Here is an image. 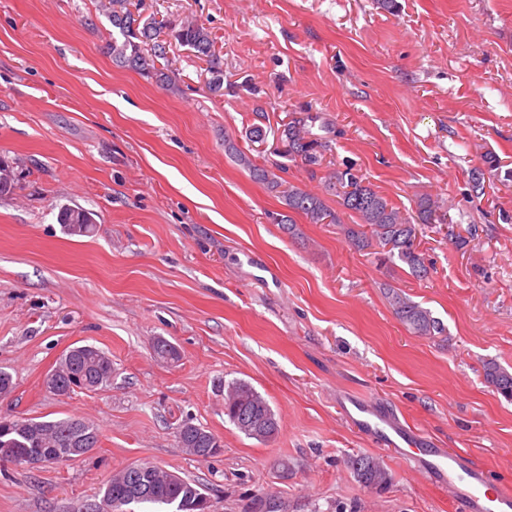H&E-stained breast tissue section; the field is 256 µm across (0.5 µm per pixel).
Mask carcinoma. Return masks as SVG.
Listing matches in <instances>:
<instances>
[{"label":"carcinoma","instance_id":"carcinoma-1","mask_svg":"<svg viewBox=\"0 0 512 512\" xmlns=\"http://www.w3.org/2000/svg\"><path fill=\"white\" fill-rule=\"evenodd\" d=\"M99 2L102 15L119 32V37L112 39L107 46L115 65L133 69L160 82H174L175 75L171 70L156 67L158 60L166 58L167 37L170 36L206 62L210 75L209 91L215 96L224 95L223 63L216 53L211 32L203 24L196 20H185L176 28L134 13L127 7L129 0ZM313 121L314 117L309 114L295 112L288 122L280 125L279 139L284 145L282 157L290 160L299 158L311 168L322 165L327 144L310 137L308 124ZM224 150L249 170L255 180L269 191L279 194L289 210L303 214L312 224L340 223L337 213L331 211L320 196L286 185V181L274 171L257 164L255 157L231 142L224 144ZM14 183V168L1 163L0 196L10 193ZM323 186L325 192L339 198V204L359 219V223L345 228V235L352 245L360 250L376 246L379 248L376 255L380 262L393 264L399 261L408 267L413 276L419 279L428 277L429 269L417 242V225L404 217L386 197L348 168L327 173ZM437 209L438 206L431 199H420L419 223L442 221ZM59 223L71 236H86L92 232L94 220L92 213L82 208L66 207L59 214ZM387 298L398 319L410 332L429 337L445 332L438 318L401 292L390 289ZM153 351L163 360L176 361L180 358L177 348L164 338L154 341ZM56 369L60 385L55 390L49 389L56 396H69L79 390L92 392L112 384V357L93 345H72L63 352ZM484 378L498 394L512 400L511 371L497 364H489L485 367ZM224 416L250 438L265 442L278 434L279 424L268 401L245 381H234L228 385ZM75 420L94 438H99L98 429L79 417L56 419L48 425L43 420L18 417L11 420V426L0 427V448H20L37 456L47 455L55 463L68 462L73 456L69 425ZM176 437L189 454L200 460L204 459L206 449L214 447L215 441L219 440L211 431L190 422L177 427ZM348 463L365 488L377 493H384L390 488L392 474L378 457L363 454L350 458ZM130 472L131 468L128 467L107 482L103 493L104 512H134L128 503ZM153 482V496L135 500L133 504L167 506L173 512H200L199 487L196 484L184 478L173 483L170 473L157 466L154 467Z\"/></svg>","mask_w":512,"mask_h":512}]
</instances>
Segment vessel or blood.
<instances>
[{
	"mask_svg": "<svg viewBox=\"0 0 512 512\" xmlns=\"http://www.w3.org/2000/svg\"><path fill=\"white\" fill-rule=\"evenodd\" d=\"M341 411L361 434L374 438L405 467L448 488L458 512H512V488L498 484L488 470L473 466L462 453L422 448L420 432L387 407L348 397Z\"/></svg>",
	"mask_w": 512,
	"mask_h": 512,
	"instance_id": "vessel-or-blood-1",
	"label": "vessel or blood"
}]
</instances>
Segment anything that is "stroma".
<instances>
[{
	"label": "stroma",
	"mask_w": 512,
	"mask_h": 512,
	"mask_svg": "<svg viewBox=\"0 0 512 512\" xmlns=\"http://www.w3.org/2000/svg\"><path fill=\"white\" fill-rule=\"evenodd\" d=\"M143 17L211 32L224 93L177 41L166 86L117 67L97 0H0V158L16 175L0 198V417L76 416L97 448L63 463L0 462V512L100 504L112 474L149 462L198 485L211 512H455L447 488L405 469L339 410L351 394L396 408L432 447L463 451L512 484V401L484 366L512 370V0H131ZM272 131L260 161L282 162L275 132L314 115L323 166L288 162L284 180L325 195V172L352 167L420 226L426 279L357 250L343 225L290 213L224 151H244L256 108ZM494 156L497 168L486 158ZM485 191L471 187L474 173ZM93 213L65 235L61 208ZM291 216L298 227L280 226ZM466 237L467 246L456 243ZM443 322L418 336L386 292ZM177 362L157 358L156 337ZM112 357V385L60 398L47 374L73 344ZM249 382L277 436L261 442L224 415V387ZM223 442L200 460L183 422ZM380 457L378 494L347 460Z\"/></svg>",
	"instance_id": "stroma-1"
}]
</instances>
